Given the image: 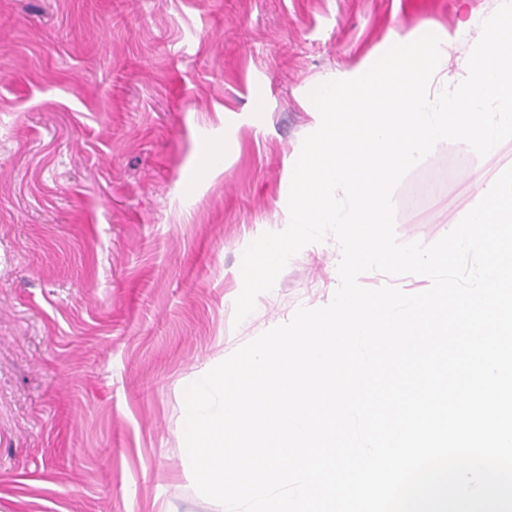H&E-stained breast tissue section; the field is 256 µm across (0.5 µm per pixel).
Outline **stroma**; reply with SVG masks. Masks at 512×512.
Instances as JSON below:
<instances>
[{"mask_svg": "<svg viewBox=\"0 0 512 512\" xmlns=\"http://www.w3.org/2000/svg\"><path fill=\"white\" fill-rule=\"evenodd\" d=\"M495 5L0 0V512H224L194 485L185 388L339 285L329 236L235 319L313 86ZM227 142L201 174L197 146ZM509 165L512 139L440 145L393 194L397 239L435 243Z\"/></svg>", "mask_w": 512, "mask_h": 512, "instance_id": "35a3bbf8", "label": "stroma"}]
</instances>
